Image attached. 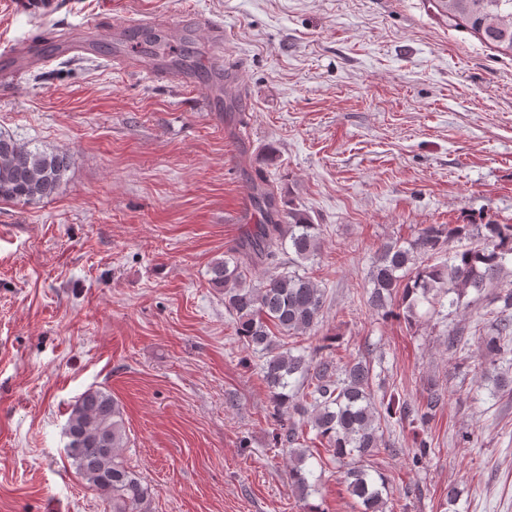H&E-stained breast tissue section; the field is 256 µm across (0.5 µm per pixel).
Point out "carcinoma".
Here are the masks:
<instances>
[{"instance_id":"1","label":"carcinoma","mask_w":512,"mask_h":512,"mask_svg":"<svg viewBox=\"0 0 512 512\" xmlns=\"http://www.w3.org/2000/svg\"><path fill=\"white\" fill-rule=\"evenodd\" d=\"M440 2L448 21L512 54V0ZM68 167V154L32 149L0 132V201L51 199ZM253 205L261 221L234 254L212 263L210 282L224 290V309L236 319L243 345L264 355L260 373L274 407L275 444L288 449L291 484L304 496L311 487L307 426L334 460L354 461L345 482L362 512H385V479L373 477L363 460L378 453L390 420L422 424L444 395L434 391L421 406L404 401L397 409L382 407L374 400L368 360L339 367L330 357L317 358L324 344L300 347L296 355L284 348V339L314 333L321 322L325 291L305 274L281 270L285 255L299 267L317 254L319 226L299 210L284 208L277 189L265 180L255 186ZM454 240L470 245L450 252ZM508 262L512 224H428L412 240L380 248L370 268L372 288L366 303L385 314L399 295L410 322L421 303L456 311L469 291L480 300L494 288L495 323L479 339L488 354H505L512 338V288L502 284L504 274L512 276ZM256 267L266 268L267 275L254 284L247 280V271ZM65 436L73 467L103 496L110 512H150L154 488L123 456L128 436L121 407L109 391L89 388L77 397Z\"/></svg>"}]
</instances>
